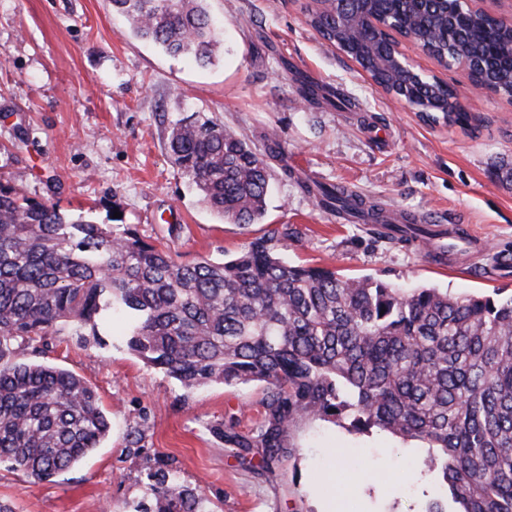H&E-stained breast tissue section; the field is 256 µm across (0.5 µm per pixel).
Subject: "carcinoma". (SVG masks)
Returning <instances> with one entry per match:
<instances>
[{
    "instance_id": "carcinoma-1",
    "label": "carcinoma",
    "mask_w": 512,
    "mask_h": 512,
    "mask_svg": "<svg viewBox=\"0 0 512 512\" xmlns=\"http://www.w3.org/2000/svg\"><path fill=\"white\" fill-rule=\"evenodd\" d=\"M141 37L173 56L211 61L219 44L205 0H111ZM307 24L336 42V20L314 11ZM485 42L501 63L496 79L512 98V37L489 16L435 45ZM418 93L448 98L441 118L474 117L438 81ZM432 115V120L440 118ZM173 163L224 220L256 223L269 193L268 159L288 158L270 138L260 151L240 133L199 115L168 137ZM319 204L367 223L383 208L340 184L302 183ZM294 233L255 238L229 259L176 261L128 224L64 215L0 184V462L34 481L86 458L110 426L95 389L73 372L19 362V345L59 324L96 330L104 316L130 318L126 344L146 365L186 389L265 385L262 421L214 433L235 448L279 461L283 436L300 417L349 421L426 449L444 494L461 512H512V294L400 288L371 276L288 262ZM136 512H204L198 486L157 468Z\"/></svg>"
}]
</instances>
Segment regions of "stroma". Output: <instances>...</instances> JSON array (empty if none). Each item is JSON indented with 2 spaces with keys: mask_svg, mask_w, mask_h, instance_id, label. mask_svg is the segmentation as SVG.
I'll return each mask as SVG.
<instances>
[{
  "mask_svg": "<svg viewBox=\"0 0 512 512\" xmlns=\"http://www.w3.org/2000/svg\"><path fill=\"white\" fill-rule=\"evenodd\" d=\"M310 4L208 0L220 44L201 67L136 37L108 0H0V183L98 224L120 215L180 262L220 259L289 226L298 232L286 253L294 263L406 288L511 292L512 184L492 171L512 165V102L473 93L460 66L406 42L416 68L448 82L474 117L466 128L426 121L306 24ZM300 75L319 86L317 99L300 91ZM339 93L350 109L332 106ZM196 112L259 148L276 138L287 152V162L268 161L271 192L259 223L222 221L171 163L169 130ZM301 178L376 199L394 224L410 214L422 230L469 225L483 245L435 258L385 225L321 207ZM17 359L82 377L111 430L100 448L48 480L0 464V501L14 512H132L160 464L201 487L207 512H320L333 494L340 512H426L439 493L436 473L414 466V444L327 422L300 421L280 461L262 468L260 450L225 447L213 427L233 416L251 429L262 418L264 384L185 389L133 355L120 323L107 318L94 331L58 325Z\"/></svg>",
  "mask_w": 512,
  "mask_h": 512,
  "instance_id": "1",
  "label": "stroma"
}]
</instances>
